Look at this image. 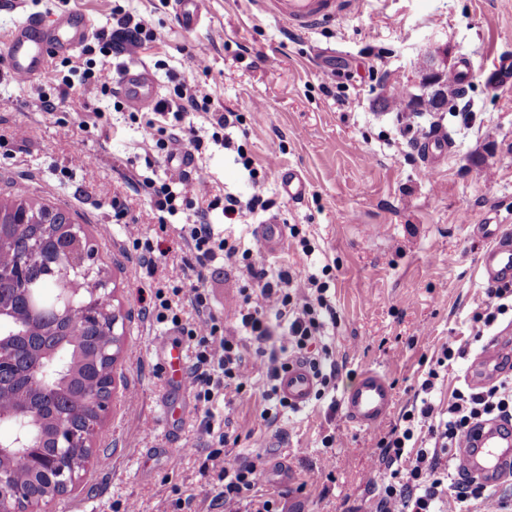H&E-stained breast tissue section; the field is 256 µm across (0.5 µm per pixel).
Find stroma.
I'll return each mask as SVG.
<instances>
[{
    "label": "stroma",
    "mask_w": 512,
    "mask_h": 512,
    "mask_svg": "<svg viewBox=\"0 0 512 512\" xmlns=\"http://www.w3.org/2000/svg\"><path fill=\"white\" fill-rule=\"evenodd\" d=\"M122 6L148 20L159 41L137 54L104 47L98 36L112 30V8ZM173 0H0V199H24L66 214L99 247L98 267L113 291L123 321L116 366L122 375L109 413L94 431L92 455L76 487L49 512H173L180 494H194L191 512H224L216 502L212 475L202 474L206 438L193 394L168 383L155 357V341L169 334L146 313L150 295L190 252L179 236L185 213L159 219L143 190L144 178H163L182 140L159 147L141 133L146 121L172 128V114L155 109L114 108L111 92L74 86L60 95L57 84L14 80L4 57L11 31L27 18L52 21L65 13L84 16L93 35L75 53L55 55L48 67L68 75L93 61L107 72L146 66L160 96H174L176 82L199 86L214 109L241 116L233 131L256 166L270 158L302 170L309 181L305 200L291 202L270 182L269 211L248 223L228 224L221 210L210 213L216 231L258 247L255 228L268 217L295 224L311 240L305 256L294 249L259 258L297 273L325 274L336 309L334 351L345 367L346 389L366 369L386 375L394 395L389 416L361 429L344 413L327 419V404L284 415L275 426L260 418L262 383L232 396L231 455L259 458L258 488L286 493L306 512H352L374 492L379 477L372 451L413 400L421 362L448 338L466 343L469 356L448 367L437 389L448 400L465 386L471 356L482 350L473 317L489 298L479 267L488 242L479 224L512 231V84L503 85L494 59L512 52V0H371L361 14L297 35L265 14L258 0H206L193 30L177 20ZM210 50L209 74L198 73V44ZM435 46L448 52L450 67L472 61L466 99L474 117L460 126L453 109L437 123L451 143L437 176L410 154L403 126L383 99L402 90L419 93L417 72ZM380 51L379 59L368 50ZM47 96L55 111L43 112L33 98ZM204 139L194 156L207 171L209 196L247 194V171L234 151L211 138L206 112L186 117ZM83 150L91 165L70 163ZM125 201L126 219L136 221L160 257L142 267L113 199ZM246 284L241 270L215 261L202 282L216 311ZM342 439L325 450L329 433ZM312 487L298 492L300 481Z\"/></svg>",
    "instance_id": "stroma-1"
}]
</instances>
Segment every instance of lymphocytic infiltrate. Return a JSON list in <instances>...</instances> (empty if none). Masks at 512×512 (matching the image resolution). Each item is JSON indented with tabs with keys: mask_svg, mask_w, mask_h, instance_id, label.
I'll return each instance as SVG.
<instances>
[{
	"mask_svg": "<svg viewBox=\"0 0 512 512\" xmlns=\"http://www.w3.org/2000/svg\"><path fill=\"white\" fill-rule=\"evenodd\" d=\"M239 122V114L231 110H216L210 117L212 128L223 134L225 148L235 150L249 171L248 195L228 193L220 204L207 200L208 177L202 170L192 180L171 169L162 181L146 182L157 211L187 212L188 222L181 231L192 254L191 261L156 289L148 312L157 323H171L193 349L190 389L203 412L199 426L213 441L202 469L223 482L224 512H286L281 495L255 494L259 464L229 455L230 436L217 427L212 406L229 393H242L256 370L265 379L260 417L265 424H274L288 407L278 392L279 374L299 357L318 380L317 397L328 398L327 410L335 412L338 403L333 395L342 373L332 351L336 311L327 283L316 275L300 277L269 268L257 262L251 251L240 250L236 241L215 233L212 209L222 208L228 223L243 224L271 204L268 174L254 170L251 157L232 138ZM219 258L225 265L241 268L248 283L233 307L221 315L213 310L204 289L187 283L189 276L203 277ZM465 355V347L449 341L430 358L415 404L376 443L374 457L382 478L363 512H463L464 505L486 498V486L467 474L450 473L448 460L481 423L496 420L512 425V375L480 389L456 391L448 404L436 403L438 382L449 365Z\"/></svg>",
	"mask_w": 512,
	"mask_h": 512,
	"instance_id": "f902f5d3",
	"label": "lymphocytic infiltrate"
}]
</instances>
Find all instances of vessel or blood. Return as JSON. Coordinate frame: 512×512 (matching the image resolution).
<instances>
[{
	"instance_id": "b4317fda",
	"label": "vessel or blood",
	"mask_w": 512,
	"mask_h": 512,
	"mask_svg": "<svg viewBox=\"0 0 512 512\" xmlns=\"http://www.w3.org/2000/svg\"><path fill=\"white\" fill-rule=\"evenodd\" d=\"M175 11L184 28L197 26L203 11L204 0H174ZM367 0H260L262 9L285 22L290 31L309 32L319 26L347 18L361 12ZM91 35L85 17L65 14L58 17L52 28H43L39 18H28L11 32L7 40V55L13 77L30 80L45 76L47 57L50 53H66L77 50ZM117 91L133 109L144 110L155 106L160 96L158 85L145 66L124 70ZM450 150L447 139L433 135L422 140L418 152L428 173H435ZM276 180L283 194L290 201L303 200L309 191L306 176L294 168H276ZM481 235L490 239V246L481 256L484 279L491 284L512 281V235L499 233L498 229L484 224ZM259 242L262 250L275 253L283 249L286 236L278 219L271 218L260 225ZM512 344V338L493 337L474 359L468 381L479 388L495 381L499 375L500 351ZM165 373L180 388H187L186 353L181 343H160L158 349ZM279 393L298 409L309 405L317 389V380L309 367L301 360H291L281 372ZM345 413L350 422L372 428L389 413L393 404V392L387 379L377 371L362 372L344 392L342 398ZM459 470L488 486L512 481V435L499 430L496 422L483 424L476 437L468 439L456 458Z\"/></svg>"
}]
</instances>
